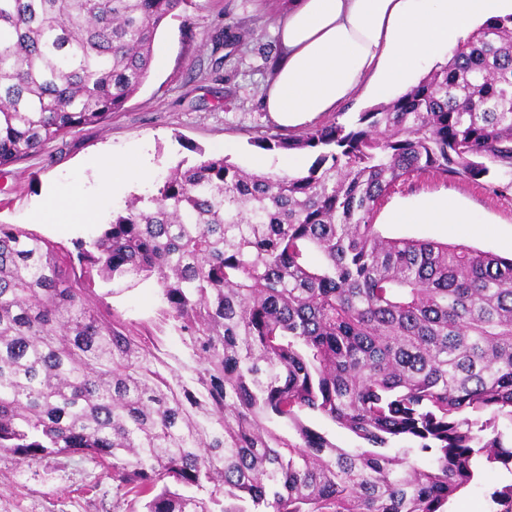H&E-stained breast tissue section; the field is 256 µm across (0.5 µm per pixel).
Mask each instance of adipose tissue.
<instances>
[{
	"mask_svg": "<svg viewBox=\"0 0 512 512\" xmlns=\"http://www.w3.org/2000/svg\"><path fill=\"white\" fill-rule=\"evenodd\" d=\"M512 0H291L278 16L280 51L264 108L281 126L301 128L357 93L405 92L422 64L439 60ZM392 224H468L447 197L393 208Z\"/></svg>",
	"mask_w": 512,
	"mask_h": 512,
	"instance_id": "obj_1",
	"label": "adipose tissue"
}]
</instances>
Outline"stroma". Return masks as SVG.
<instances>
[{"label": "stroma", "mask_w": 512, "mask_h": 512, "mask_svg": "<svg viewBox=\"0 0 512 512\" xmlns=\"http://www.w3.org/2000/svg\"><path fill=\"white\" fill-rule=\"evenodd\" d=\"M286 0H188L158 34L153 50L164 65L152 66L145 84L106 122L81 126L36 156L0 167V224L36 232L65 248L89 239L107 223L113 209L133 194L153 193L158 181L180 162L218 154L234 142L232 159L246 169L278 171L286 152L253 145L264 134L291 137L264 112L261 96L269 75L260 46L274 43L272 28ZM252 29L240 55L221 58L214 38L225 24ZM145 152L148 180L126 178L120 191L103 188L97 166L107 154ZM81 191L96 208L94 222L60 223L51 197ZM448 195L468 211L469 224H384L390 238L429 239L512 255V188L495 192L486 181L425 174L399 183L380 202V210L415 205L427 196ZM106 305L142 332L159 333L161 349L172 355L185 348L172 326L160 325L162 300L143 284L120 295L96 287ZM512 483V469L479 472L475 484L448 503L447 512H489L495 486ZM141 502L118 490L91 457L81 453L18 462L0 458V512H140Z\"/></svg>", "instance_id": "35a3bbf8"}]
</instances>
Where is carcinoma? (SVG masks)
Masks as SVG:
<instances>
[{"mask_svg":"<svg viewBox=\"0 0 512 512\" xmlns=\"http://www.w3.org/2000/svg\"><path fill=\"white\" fill-rule=\"evenodd\" d=\"M182 3L0 0V167L121 108ZM254 143L312 162L179 165L75 256L0 225V454H87L144 512H446L477 457L512 465V258L373 211L426 172L512 186V14L388 104ZM97 279L154 283L185 356L102 314ZM490 501L512 512V483ZM306 423L311 428L327 434L328 438L341 448H354L358 445V441L351 433L324 418L311 416L306 419Z\"/></svg>","mask_w":512,"mask_h":512,"instance_id":"cac0c4a2","label":"carcinoma"}]
</instances>
